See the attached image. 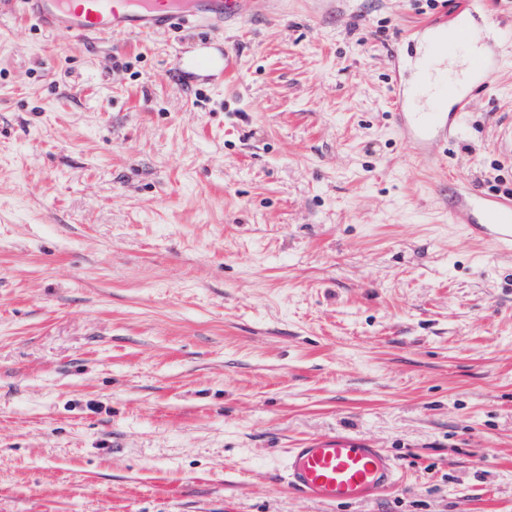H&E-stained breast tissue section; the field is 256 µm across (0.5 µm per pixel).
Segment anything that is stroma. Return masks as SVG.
Listing matches in <instances>:
<instances>
[{
    "mask_svg": "<svg viewBox=\"0 0 512 512\" xmlns=\"http://www.w3.org/2000/svg\"><path fill=\"white\" fill-rule=\"evenodd\" d=\"M454 5L87 39L0 7V512H512V255L448 221L512 191V43L445 166L391 117V49ZM327 436L402 484L289 492ZM236 68V61L226 50L219 56L207 55L197 59L190 65L183 61H177L176 70L182 79L188 78L192 74H210L214 72L232 73Z\"/></svg>",
    "mask_w": 512,
    "mask_h": 512,
    "instance_id": "obj_1",
    "label": "stroma"
}]
</instances>
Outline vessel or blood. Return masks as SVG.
Wrapping results in <instances>:
<instances>
[{
  "label": "vessel or blood",
  "instance_id": "b4317fda",
  "mask_svg": "<svg viewBox=\"0 0 512 512\" xmlns=\"http://www.w3.org/2000/svg\"><path fill=\"white\" fill-rule=\"evenodd\" d=\"M28 12L44 28L74 39L91 36H144L168 31L177 24L195 23L210 30L226 22L245 21L252 0H24ZM485 17L458 5L447 19L419 30V44L410 59L392 51L397 88L394 125L397 135L431 150V164H438L436 148L447 146L461 134L464 118L477 90L489 86L498 70L500 50L485 43L472 49L475 29ZM455 40H447L448 31ZM468 58L465 73L448 72L450 59ZM236 61L229 53L208 55L187 64L177 62L181 78L214 72L229 74ZM448 221L466 225L471 235L512 252V196H490L476 191L459 195L448 207ZM399 466L386 449L348 437H324L288 451L287 485L306 497L330 503L366 499L392 488Z\"/></svg>",
  "mask_w": 512,
  "mask_h": 512
}]
</instances>
